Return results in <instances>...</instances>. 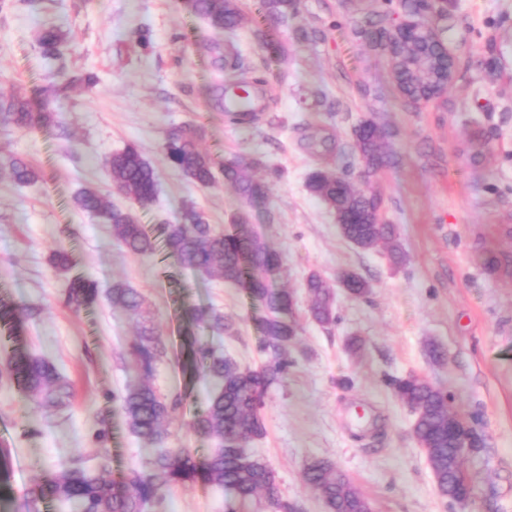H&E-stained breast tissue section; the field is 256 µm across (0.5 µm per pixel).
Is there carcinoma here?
Returning a JSON list of instances; mask_svg holds the SVG:
<instances>
[{
  "mask_svg": "<svg viewBox=\"0 0 512 512\" xmlns=\"http://www.w3.org/2000/svg\"><path fill=\"white\" fill-rule=\"evenodd\" d=\"M176 3L218 29H234L243 20L237 0H176ZM263 4L270 17L280 20L296 8V0H263ZM39 44L43 56L55 57L64 44V35L49 29ZM97 83V75L86 71L61 75L57 84L44 90L36 101L20 92L8 98L0 95V125L19 131L57 127L59 117L53 101L59 92L78 86L92 89ZM201 131L202 126L193 123L170 131L164 146L167 159L201 187L211 186L217 176H222L234 188L244 208L233 215L230 231L217 232L195 206L188 205L176 223L163 225V243L167 256L179 265L242 288L264 309L261 331L268 360L259 369L243 367L186 331L179 364L204 374L213 383L203 408L194 413L188 426L196 436L214 440L216 448L204 457L196 456L189 448H167L169 420L183 403L182 396L167 397L151 383L156 365L167 357V348L152 322L144 316L143 296L126 283H113L108 292L112 307L139 320V330L129 348L131 366L139 382L112 395L113 410L123 414L131 433L155 446V452L140 467L118 479L111 476L106 448L96 449L94 468L87 466L84 458H74L31 482L26 490V512H42V506L50 502H57L72 512H149L155 506H163L171 486L188 483L223 490L225 512H245L254 502L263 505L266 512H299L296 503L279 495L276 473L266 460L245 448L231 447L237 442L247 445L264 435L261 414L264 397L287 376L292 365L288 347L299 331L293 318V293L270 283V277L283 267L281 255L257 234L245 209L265 195V184L253 175L263 161L243 155L214 157L203 152L198 147ZM352 150L372 169L390 163L387 132L374 122H361L353 129ZM107 164L113 189L141 208L154 202L155 171L137 146L128 144L112 153ZM0 174L19 184L37 178L33 167L11 154L0 155ZM307 188L321 200L329 198L338 203L344 214V224L339 230L358 249L368 252L383 245L393 264L405 262L395 225L375 226L368 222L370 206L382 200L379 189L357 190L345 175L327 169L311 171ZM77 204L110 225L116 242L128 253L151 256L158 251L157 239L140 224L135 210L118 208L107 196L90 188L79 194ZM336 283L353 297H363L370 291L369 282L354 270L342 271ZM305 289L311 319L322 326L335 324L334 286L312 272L306 279ZM98 294L95 281L75 277L65 289L63 300L77 312L94 303ZM35 314V309H24L0 294V328L8 330V336L0 340V368L13 379L18 391L37 406L65 407L72 397L70 383L53 363L29 351L17 333L22 319ZM182 316L192 327L206 325L218 333L228 329L224 315L203 304L185 307ZM388 384L415 414L414 439L428 452L437 493L455 502V459L461 441L459 436L448 433L451 395L416 375L390 378ZM302 478L308 488L320 495L326 512H370L367 500L344 474L336 473L332 462L309 461Z\"/></svg>",
  "mask_w": 512,
  "mask_h": 512,
  "instance_id": "cac0c4a2",
  "label": "carcinoma"
}]
</instances>
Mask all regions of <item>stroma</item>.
Segmentation results:
<instances>
[{"label":"stroma","mask_w":512,"mask_h":512,"mask_svg":"<svg viewBox=\"0 0 512 512\" xmlns=\"http://www.w3.org/2000/svg\"><path fill=\"white\" fill-rule=\"evenodd\" d=\"M234 31L211 27L175 0H9L0 9V93L35 96L60 73L98 74L90 91L60 93V126L20 132L0 128V153L23 156L39 173L20 186L0 175V289L36 308L22 324L29 350L53 363L73 387L69 406L39 409L0 378V448L10 451V480L0 512H24L31 481L71 459L94 453L99 430L113 475L144 462L150 447L134 437L112 393L134 383L128 349L136 321L113 308L114 281L144 297L170 358L154 385L185 399L169 423V447L208 454L212 443L187 427L210 384L190 379L174 360L184 323L180 307L200 302L222 313L230 329L202 336L238 364L256 368L267 354L261 309L247 293L217 277L184 270L165 252L137 257L121 250L110 225L76 204L95 188L113 193L107 160L138 145L152 165L158 194L138 216L150 232L176 222L194 204L216 230L229 229L241 203L217 182H190L167 159L170 130L203 127L212 154L256 155L281 169L267 195L249 206L252 224L283 258L277 286L296 297L301 332L284 381L269 390L266 432L250 450L277 474L281 495L300 512H325L303 482L305 464L330 460L369 501L372 512H512V0H447L438 26L454 57L445 97L411 104L400 98L385 53L376 44L378 12L398 19L403 0H297L286 20H270L262 0H239ZM59 28L66 41L55 58L39 40ZM150 44L136 42L137 29ZM281 44L273 54L256 38ZM240 69L219 71L212 48ZM264 76L267 109L253 123H230L212 106L219 84ZM370 119L391 133L389 165L360 177L352 130ZM316 168L347 172L353 186L378 187L406 262L391 266L385 248L364 252L343 238L336 216L306 187ZM64 248L75 263L53 266ZM495 266H488V259ZM353 270L371 284L364 297L336 296L338 321L321 327L308 315L304 282L318 272L335 282ZM97 282L98 300L72 311L62 293L70 279ZM358 339L359 352L347 349ZM438 346L444 361L429 349ZM424 376L451 393L453 408L484 437L464 468L473 497L449 506L436 492L429 461L413 437L414 414L394 395L390 378ZM163 512H224L219 492L172 487Z\"/></svg>","instance_id":"1"}]
</instances>
